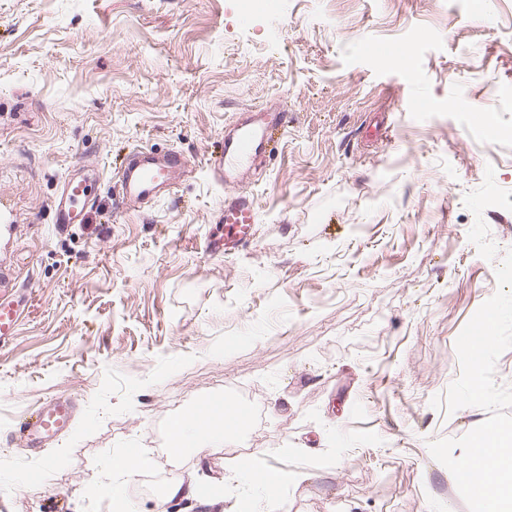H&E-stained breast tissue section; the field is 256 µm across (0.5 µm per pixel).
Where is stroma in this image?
<instances>
[{
	"mask_svg": "<svg viewBox=\"0 0 512 512\" xmlns=\"http://www.w3.org/2000/svg\"><path fill=\"white\" fill-rule=\"evenodd\" d=\"M287 106L249 173L256 234L206 251L226 191L206 166L241 113ZM192 171L144 208L136 151ZM90 178L77 224L53 208ZM0 260L27 304L0 343V512H112L122 491L303 471L278 512H469L430 441L486 410L431 405L455 341L512 250V0H0ZM68 394L70 427L31 453L26 417ZM230 395L257 416L224 447L171 455L172 417ZM134 452V455H131ZM150 460L144 457L138 448H127L122 454L112 457V473L117 481L113 488L112 502H114V511H131L127 510L126 504L122 501L120 492V482L130 479L137 475L140 470L149 465Z\"/></svg>",
	"mask_w": 512,
	"mask_h": 512,
	"instance_id": "35a3bbf8",
	"label": "stroma"
}]
</instances>
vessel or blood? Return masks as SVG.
<instances>
[{
  "instance_id": "vessel-or-blood-1",
  "label": "vessel or blood",
  "mask_w": 512,
  "mask_h": 512,
  "mask_svg": "<svg viewBox=\"0 0 512 512\" xmlns=\"http://www.w3.org/2000/svg\"><path fill=\"white\" fill-rule=\"evenodd\" d=\"M284 119L281 111L242 113L234 127L225 131L220 151L208 156L206 164L213 176L231 191L224 199L220 217L224 233L207 244L210 256H235L253 237L256 210L253 198L244 190L246 172L265 146L280 133ZM188 167L187 159L172 153L158 161L153 152H139L125 164L115 187L129 206L138 207L170 188ZM87 203L88 195L83 192L81 182H69L56 205L58 223H77ZM23 305L20 297L0 300V340L15 332ZM73 415L74 404L70 397L59 396L43 403L35 421L28 427V445L37 448L57 438L67 429Z\"/></svg>"
}]
</instances>
